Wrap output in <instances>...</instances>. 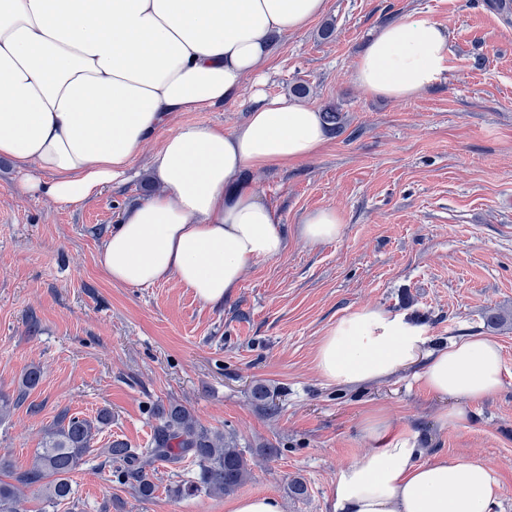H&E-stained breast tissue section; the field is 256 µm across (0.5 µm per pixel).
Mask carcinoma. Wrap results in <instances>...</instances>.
Wrapping results in <instances>:
<instances>
[{
  "label": "carcinoma",
  "mask_w": 512,
  "mask_h": 512,
  "mask_svg": "<svg viewBox=\"0 0 512 512\" xmlns=\"http://www.w3.org/2000/svg\"><path fill=\"white\" fill-rule=\"evenodd\" d=\"M154 415L157 424L148 447L133 449L117 439L102 449L104 463L124 466L123 476L138 497L150 499L154 495L157 461L174 471L186 462L196 467L191 480L169 489L175 497L231 495L251 478L247 450L239 447L234 437L201 425L188 408L175 402L156 405ZM111 420L107 409L99 410L91 419L63 416L44 433L31 465L24 470L16 469L8 456L0 455V472L11 478L0 481V512H17L24 490L32 487L52 507L71 499L72 475L94 451L97 437Z\"/></svg>",
  "instance_id": "1"
}]
</instances>
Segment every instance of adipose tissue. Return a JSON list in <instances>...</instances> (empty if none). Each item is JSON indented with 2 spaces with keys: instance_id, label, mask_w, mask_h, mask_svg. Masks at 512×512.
<instances>
[{
  "instance_id": "adipose-tissue-1",
  "label": "adipose tissue",
  "mask_w": 512,
  "mask_h": 512,
  "mask_svg": "<svg viewBox=\"0 0 512 512\" xmlns=\"http://www.w3.org/2000/svg\"><path fill=\"white\" fill-rule=\"evenodd\" d=\"M328 0H0V159L21 174L23 194L70 209L126 178L132 161L178 112L236 102L261 80L280 36L327 11ZM449 31L424 14L385 25L356 62L366 94L401 100L439 81ZM327 139L307 103L254 92L238 128L186 125L152 161L159 191L121 216L97 263L112 283L144 287L173 278L219 305L248 264L282 255L276 212L245 171L312 156ZM420 326L362 308L322 336L316 367L326 381L357 384L426 361L421 379L451 407L448 424L502 383L491 339L427 352ZM364 434L376 444L342 468L335 512H491L500 491L481 462L427 460L381 416Z\"/></svg>"
}]
</instances>
